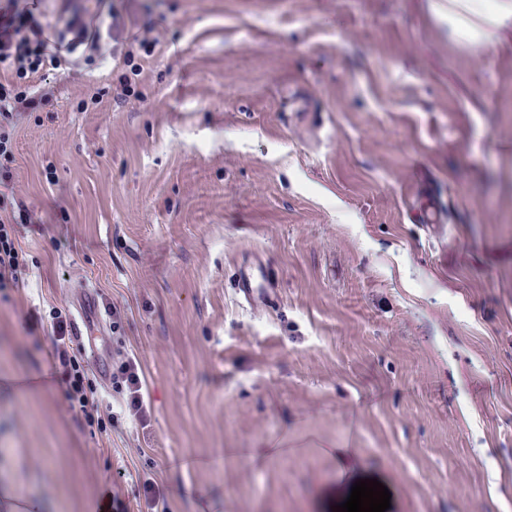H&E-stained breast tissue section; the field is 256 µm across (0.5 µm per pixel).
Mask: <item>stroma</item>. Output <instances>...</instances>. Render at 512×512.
<instances>
[{"mask_svg":"<svg viewBox=\"0 0 512 512\" xmlns=\"http://www.w3.org/2000/svg\"><path fill=\"white\" fill-rule=\"evenodd\" d=\"M444 3L72 0L112 37L44 67L0 160L16 498L149 512L153 479L163 512H332L374 479L388 512H512V34H449ZM57 310L100 422L52 374ZM129 358L144 423L95 367ZM0 288L19 282L26 271L22 250L14 237L12 224L0 221ZM266 283L265 290L257 291L253 286L251 275L247 271H241L236 280L235 292L240 299L245 300L250 305H254L257 301L270 298L274 285L268 278H266Z\"/></svg>","mask_w":512,"mask_h":512,"instance_id":"stroma-1","label":"stroma"}]
</instances>
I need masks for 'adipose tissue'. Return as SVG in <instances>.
Masks as SVG:
<instances>
[{"label": "adipose tissue", "instance_id": "1", "mask_svg": "<svg viewBox=\"0 0 512 512\" xmlns=\"http://www.w3.org/2000/svg\"><path fill=\"white\" fill-rule=\"evenodd\" d=\"M506 27H512V0H448L451 33L479 32L490 39Z\"/></svg>", "mask_w": 512, "mask_h": 512}]
</instances>
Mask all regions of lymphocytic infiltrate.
I'll return each instance as SVG.
<instances>
[{"label": "lymphocytic infiltrate", "instance_id": "obj_1", "mask_svg": "<svg viewBox=\"0 0 512 512\" xmlns=\"http://www.w3.org/2000/svg\"><path fill=\"white\" fill-rule=\"evenodd\" d=\"M104 38L102 27H88L81 16L64 13L57 24H43L32 9L19 8L17 0H0V123L13 121L20 108L36 103V96L31 89L22 88V81L32 78L47 64L56 69L67 68V54L77 47L98 52ZM25 270L12 225L1 223L0 288L18 283ZM51 327L55 372L68 385L71 404L86 417H93L99 410L97 389L82 363L80 348L75 347L69 334L66 318L54 313Z\"/></svg>", "mask_w": 512, "mask_h": 512}]
</instances>
